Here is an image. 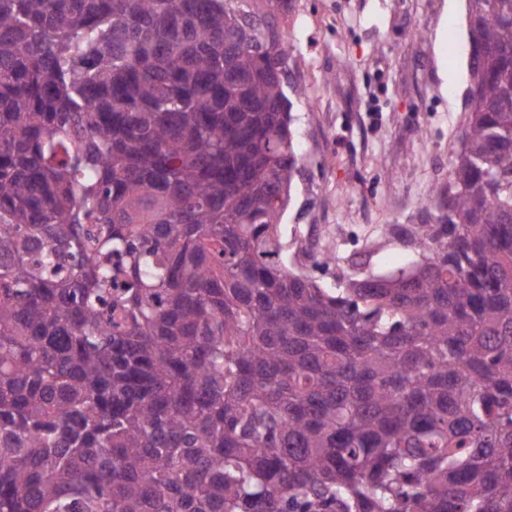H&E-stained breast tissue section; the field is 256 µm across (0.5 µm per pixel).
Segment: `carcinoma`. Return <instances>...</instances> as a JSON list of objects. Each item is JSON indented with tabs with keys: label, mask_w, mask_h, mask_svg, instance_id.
<instances>
[{
	"label": "carcinoma",
	"mask_w": 512,
	"mask_h": 512,
	"mask_svg": "<svg viewBox=\"0 0 512 512\" xmlns=\"http://www.w3.org/2000/svg\"><path fill=\"white\" fill-rule=\"evenodd\" d=\"M264 0H0V512H512V0L421 259L288 265Z\"/></svg>",
	"instance_id": "obj_1"
}]
</instances>
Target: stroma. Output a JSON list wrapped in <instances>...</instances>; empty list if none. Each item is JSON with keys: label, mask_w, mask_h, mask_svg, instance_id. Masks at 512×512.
Returning a JSON list of instances; mask_svg holds the SVG:
<instances>
[{"label": "stroma", "mask_w": 512, "mask_h": 512, "mask_svg": "<svg viewBox=\"0 0 512 512\" xmlns=\"http://www.w3.org/2000/svg\"><path fill=\"white\" fill-rule=\"evenodd\" d=\"M447 2L291 0L282 19L301 163L280 231L322 286L336 269L315 258L336 247L382 275L407 267L412 249L379 228L420 223L448 182L468 85L445 71L468 63L470 24Z\"/></svg>", "instance_id": "obj_1"}]
</instances>
